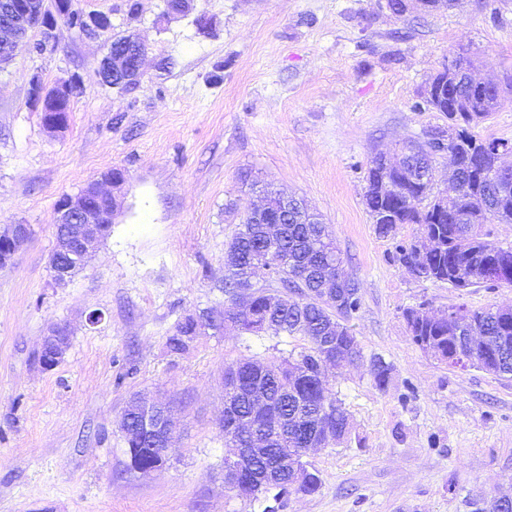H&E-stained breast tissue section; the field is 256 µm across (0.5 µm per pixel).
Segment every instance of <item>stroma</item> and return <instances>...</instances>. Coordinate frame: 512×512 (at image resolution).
<instances>
[{
  "label": "stroma",
  "mask_w": 512,
  "mask_h": 512,
  "mask_svg": "<svg viewBox=\"0 0 512 512\" xmlns=\"http://www.w3.org/2000/svg\"><path fill=\"white\" fill-rule=\"evenodd\" d=\"M75 2L109 14L113 33H137L147 56L125 96L97 74L105 39L63 25L43 53L22 43L0 65V228L31 229L0 268V512H472L512 499V377L438 364L403 318L423 302L512 305V288L416 279L392 260L415 225L378 237L364 205L376 152L447 131L424 103L446 57L467 52L486 81L512 76V0L400 15L386 0H196L170 20L166 0H139L133 16L127 0ZM74 74L68 125L48 134L30 83ZM115 168L125 181L110 235L56 284L57 201ZM257 181L321 216L359 285L349 325L364 360L327 373L350 439L307 455L322 475L310 496L229 491L220 426L225 363L277 359L301 339L228 327L181 354L166 347L185 317L229 305L224 248ZM59 323L70 347L45 370L42 338ZM374 356L392 367L383 389ZM138 395L169 404L177 427L167 464L145 475L127 470L120 429Z\"/></svg>",
  "instance_id": "35a3bbf8"
}]
</instances>
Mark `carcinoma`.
Listing matches in <instances>:
<instances>
[{
  "mask_svg": "<svg viewBox=\"0 0 512 512\" xmlns=\"http://www.w3.org/2000/svg\"><path fill=\"white\" fill-rule=\"evenodd\" d=\"M472 60L456 54L448 60V72L434 77L445 81L442 96L424 98L429 109L448 119L456 130L451 149L461 175H453L448 190V207L438 200L435 168L425 178L415 173L421 159L434 161L443 151L436 141L430 149L409 142L395 153L394 160L380 153L367 171L364 204L375 232L382 238L394 237L398 226L414 224L416 235L396 243L392 259L409 269L416 278L446 283L452 288L484 286L495 288L509 281L512 285V244L493 239L491 224H512V190L499 193L498 185L512 187V167L487 150L485 139L473 129L494 112L500 88L459 84L461 71L471 72ZM267 271L269 282L252 289L245 308L233 303L224 309V321L232 322L244 334L261 333L300 337L304 344L297 353L280 360L264 361L241 356L224 369V442L235 443L251 435L263 422L288 427L284 436L266 444L271 459L278 462L303 456L301 449L322 441L339 444L348 439L349 413L333 393L323 370L326 350L320 336L336 327V349L348 350L352 333L348 320L357 313L361 300L356 281L343 269V259L327 225L320 220L307 224L288 223L271 238L266 225L242 220L241 229L224 250V292L233 298L234 279L239 274L253 277ZM456 309L467 314L464 324L448 315L411 307L404 311L407 329L415 344L430 342L436 360L452 369L450 358L457 351V336L473 337L477 361L472 367L498 376H512V359L497 358L506 347L512 352V307L491 305L473 310L466 305ZM198 336L192 316L178 323L167 339L174 353L190 349ZM392 368L380 357L370 361V374L380 389L387 385ZM262 390L268 404L258 411L250 395ZM126 467L130 471L158 462L150 451L151 438L142 434L125 438ZM322 486L320 472L309 470V478L287 492L312 495Z\"/></svg>",
  "mask_w": 512,
  "mask_h": 512,
  "instance_id": "cac0c4a2",
  "label": "carcinoma"
}]
</instances>
